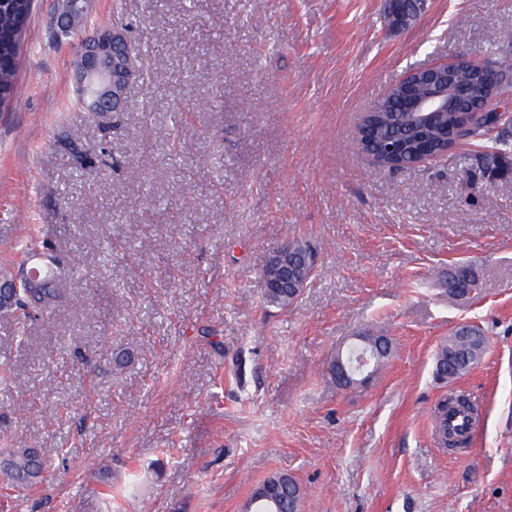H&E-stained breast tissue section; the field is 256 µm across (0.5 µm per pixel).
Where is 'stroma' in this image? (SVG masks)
<instances>
[{
	"label": "stroma",
	"mask_w": 512,
	"mask_h": 512,
	"mask_svg": "<svg viewBox=\"0 0 512 512\" xmlns=\"http://www.w3.org/2000/svg\"><path fill=\"white\" fill-rule=\"evenodd\" d=\"M88 24L140 51L125 111L75 109L55 0L0 111V263L34 235L86 272L28 342L0 318V449L48 462L0 512H243L273 471L302 512H512V157L490 180L471 148L395 171L354 145L409 70L512 54V0H428L405 30L383 0H93ZM293 238L319 261L281 310L262 272ZM459 266L478 296L449 294ZM464 325L486 352L441 382ZM363 329L391 357L338 389L328 361ZM451 390L482 408L464 451L432 436Z\"/></svg>",
	"instance_id": "stroma-1"
}]
</instances>
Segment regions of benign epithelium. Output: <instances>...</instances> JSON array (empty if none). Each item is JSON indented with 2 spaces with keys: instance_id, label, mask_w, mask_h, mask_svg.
Here are the masks:
<instances>
[{
  "instance_id": "obj_1",
  "label": "benign epithelium",
  "mask_w": 512,
  "mask_h": 512,
  "mask_svg": "<svg viewBox=\"0 0 512 512\" xmlns=\"http://www.w3.org/2000/svg\"><path fill=\"white\" fill-rule=\"evenodd\" d=\"M92 0H73L69 11L57 16L58 30L65 34L74 33L89 13ZM427 0H386V11L394 29L400 30L415 24L425 11ZM441 67H475L479 69L484 82L492 89L503 84L496 66L461 57L452 62H440L425 68L427 90L416 96L403 98V107L417 115L413 126L423 130L436 122L441 112L448 111V104H458L459 87L444 80L438 74ZM77 68L79 73L78 97L83 111L92 116L106 112L123 111L129 87L140 75L139 58L132 48L131 40L122 28L112 27L95 31L81 38L77 46ZM482 117L485 136L491 137L502 129L504 112L490 110L485 102L476 110ZM60 262L46 253L35 251L25 260L11 268V275L0 280V299L15 300L20 292L32 295L42 287L41 268L55 269ZM317 268V257L310 251L296 250L295 243L288 241L277 249L266 264L263 275L264 287L288 290L293 299H298L308 288ZM331 372L336 386L349 389L365 383L371 376V369L358 370L351 358L340 349L331 362ZM291 480L288 475L273 472L252 492L247 509L268 502L280 508L279 493L284 482Z\"/></svg>"
}]
</instances>
